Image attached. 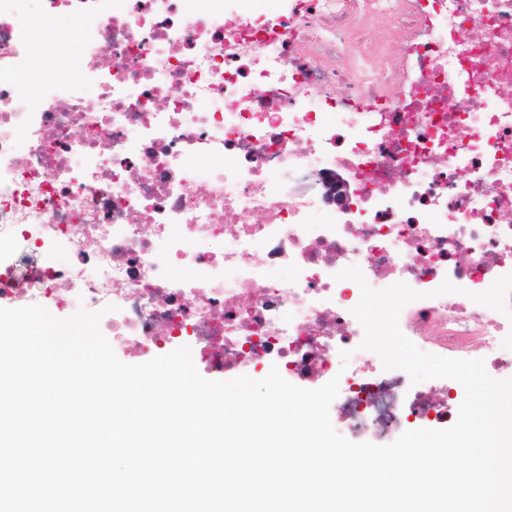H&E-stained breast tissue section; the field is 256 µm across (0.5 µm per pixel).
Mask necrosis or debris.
<instances>
[{"mask_svg": "<svg viewBox=\"0 0 512 512\" xmlns=\"http://www.w3.org/2000/svg\"><path fill=\"white\" fill-rule=\"evenodd\" d=\"M17 2L0 241L29 261L0 272L1 307L112 304L132 355L186 342L212 373L338 378L334 422L379 444L452 420L458 382L361 349V290L337 277L355 265L421 292L399 316L420 350L512 376V320L468 297L512 273V0H35L38 21L98 20L36 105ZM336 170L346 210L297 185Z\"/></svg>", "mask_w": 512, "mask_h": 512, "instance_id": "1", "label": "necrosis or debris"}]
</instances>
